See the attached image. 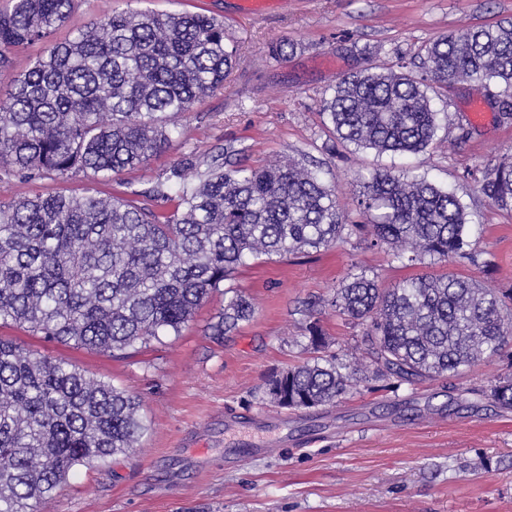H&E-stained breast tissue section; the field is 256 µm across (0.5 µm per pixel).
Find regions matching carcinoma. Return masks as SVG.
<instances>
[{
  "mask_svg": "<svg viewBox=\"0 0 512 512\" xmlns=\"http://www.w3.org/2000/svg\"><path fill=\"white\" fill-rule=\"evenodd\" d=\"M0 9V74L9 52L46 43L0 100V172L36 177L117 174L146 165L172 142L174 119L224 84L238 64L224 21L201 14L114 12L67 41L52 42L75 0H8ZM481 81L512 106V20L462 27L425 46L420 66L367 67L321 101L341 143L380 154L418 153L439 113L428 91ZM357 208L371 245L410 265L472 259L466 206L409 174L357 178ZM479 192L512 208V164L486 170ZM143 201L55 193L0 201V321L44 339L122 359L179 336L213 293L221 339L250 320L249 298L226 282L250 262L329 249L362 230L339 209L336 187L306 161L249 167L219 152L182 158L139 193ZM366 324L364 355L318 357L273 375L268 394L290 409L329 406L373 370L397 388L455 375L512 340V290L454 272L390 286L362 270L329 300ZM307 347L320 352L318 323ZM490 399L512 409V374ZM148 430L140 400L73 365L0 339V512H45L81 466L134 453Z\"/></svg>",
  "mask_w": 512,
  "mask_h": 512,
  "instance_id": "carcinoma-1",
  "label": "carcinoma"
}]
</instances>
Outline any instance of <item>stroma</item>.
<instances>
[{
    "label": "stroma",
    "instance_id": "1",
    "mask_svg": "<svg viewBox=\"0 0 512 512\" xmlns=\"http://www.w3.org/2000/svg\"><path fill=\"white\" fill-rule=\"evenodd\" d=\"M234 0H77L55 41L129 9L222 17L240 63L223 87L197 101L173 143L145 167L117 175L76 174L0 178L9 201L90 188L104 195L148 188L183 156L207 158L233 147L249 165L295 157L317 161L336 183L341 209L355 210L357 175L407 170L453 191L473 228V261L448 268L402 266L387 249L356 233L328 250L259 260L233 282L256 307L223 342L210 338L222 296L201 307L181 336L126 360L45 341L0 323V338L72 363L144 402L148 430L128 457L76 470L47 512H512V410L485 397L495 379L512 373V343L452 378L392 389L383 381L352 384L336 404L289 409L269 397L276 372L314 357L306 327L318 322L327 354H361L362 328L329 300L358 269L386 285L447 270L492 288L512 289V210L477 190L485 166L512 163V119L490 109L473 124L471 101L497 94L496 84L457 83L431 95L440 122L431 144L416 154H379L333 144L320 111L347 73L410 60L421 47L464 25L512 18V0H285L279 13L256 20L237 15ZM294 44L270 57V42ZM270 415L288 444L231 455L225 415Z\"/></svg>",
    "mask_w": 512,
    "mask_h": 512
}]
</instances>
